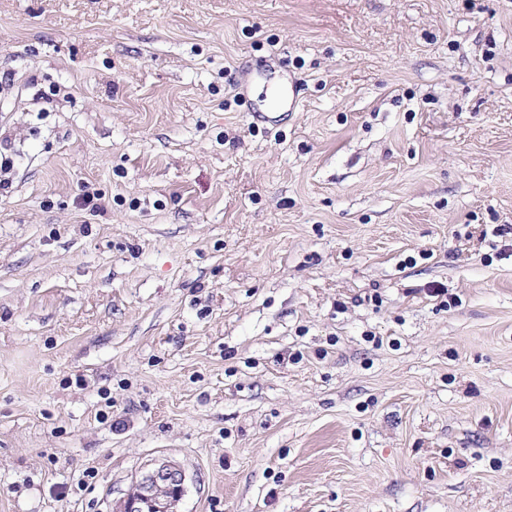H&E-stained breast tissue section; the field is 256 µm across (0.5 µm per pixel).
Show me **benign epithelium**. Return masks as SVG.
<instances>
[{
	"label": "benign epithelium",
	"instance_id": "7a95c632",
	"mask_svg": "<svg viewBox=\"0 0 512 512\" xmlns=\"http://www.w3.org/2000/svg\"><path fill=\"white\" fill-rule=\"evenodd\" d=\"M184 474L177 466L162 463L137 481L120 512H171L183 493Z\"/></svg>",
	"mask_w": 512,
	"mask_h": 512
}]
</instances>
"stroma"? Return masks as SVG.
I'll list each match as a JSON object with an SVG mask.
<instances>
[{
  "instance_id": "obj_1",
  "label": "stroma",
  "mask_w": 512,
  "mask_h": 512,
  "mask_svg": "<svg viewBox=\"0 0 512 512\" xmlns=\"http://www.w3.org/2000/svg\"><path fill=\"white\" fill-rule=\"evenodd\" d=\"M0 155V512H512V0H0ZM184 480L177 466L159 464L141 476L120 512H173L171 505L181 498Z\"/></svg>"
}]
</instances>
